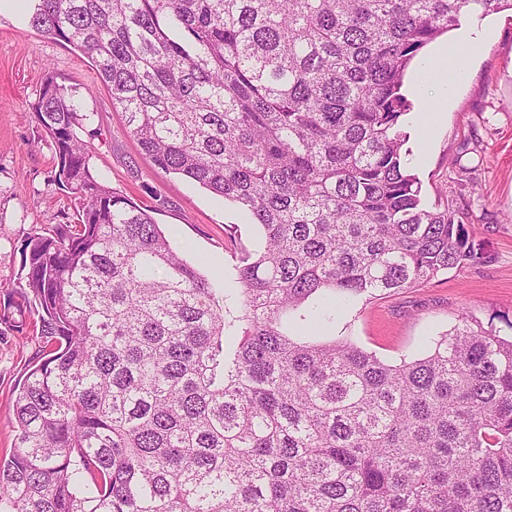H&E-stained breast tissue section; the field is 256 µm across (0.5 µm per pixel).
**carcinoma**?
<instances>
[{
    "instance_id": "1",
    "label": "carcinoma",
    "mask_w": 512,
    "mask_h": 512,
    "mask_svg": "<svg viewBox=\"0 0 512 512\" xmlns=\"http://www.w3.org/2000/svg\"><path fill=\"white\" fill-rule=\"evenodd\" d=\"M512 0H38L161 170L264 235L210 278L99 182L80 103L33 104L77 223L27 237L44 357L17 386L0 512H512V338L461 316L396 364L350 302L489 260L411 173V60Z\"/></svg>"
}]
</instances>
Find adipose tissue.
<instances>
[{
	"mask_svg": "<svg viewBox=\"0 0 512 512\" xmlns=\"http://www.w3.org/2000/svg\"><path fill=\"white\" fill-rule=\"evenodd\" d=\"M486 31L462 30L452 46L441 48L436 62L429 71L420 72L415 80L416 89L423 104L424 111H431L433 102L428 95L430 86L442 85L446 92H454L464 79L467 63L485 45Z\"/></svg>",
	"mask_w": 512,
	"mask_h": 512,
	"instance_id": "ef3b65f1",
	"label": "adipose tissue"
}]
</instances>
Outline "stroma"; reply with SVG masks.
Returning <instances> with one entry per match:
<instances>
[{"label":"stroma","mask_w":512,"mask_h":512,"mask_svg":"<svg viewBox=\"0 0 512 512\" xmlns=\"http://www.w3.org/2000/svg\"><path fill=\"white\" fill-rule=\"evenodd\" d=\"M29 12L26 5L0 12V309L19 285L25 238L77 220L75 196L58 185L55 153L32 115L49 75L82 104L78 134L94 175L153 207L171 245L201 273L232 270L241 249H260L261 229L235 205L162 171L142 153L90 61L34 30ZM461 25L486 29L491 40L469 61L434 125L416 112L405 115L404 148L424 200L452 205L492 260L347 307L337 335L388 362L421 354L422 337L452 329L464 312L512 335V12L472 14ZM32 322L26 310L0 322V454L17 443L14 390L40 355Z\"/></svg>","instance_id":"35a3bbf8"}]
</instances>
